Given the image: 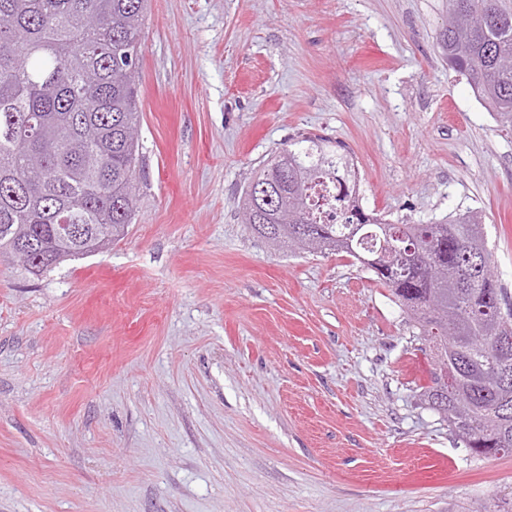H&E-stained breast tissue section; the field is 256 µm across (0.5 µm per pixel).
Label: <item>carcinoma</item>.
<instances>
[{"label":"carcinoma","instance_id":"1","mask_svg":"<svg viewBox=\"0 0 512 512\" xmlns=\"http://www.w3.org/2000/svg\"><path fill=\"white\" fill-rule=\"evenodd\" d=\"M147 0H0V254L20 243L39 276L56 263L121 241L141 171L137 105ZM440 47L476 98L512 125V11L501 0H448ZM264 172L274 202L258 237L290 252L376 259L390 288L434 348L423 400L476 456L512 454V304L491 273L482 212L434 224H395L359 203L356 172L336 145L304 137ZM79 224V236L59 233ZM416 258L394 274L390 246Z\"/></svg>","mask_w":512,"mask_h":512}]
</instances>
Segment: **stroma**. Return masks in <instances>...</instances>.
Here are the masks:
<instances>
[{
  "mask_svg": "<svg viewBox=\"0 0 512 512\" xmlns=\"http://www.w3.org/2000/svg\"><path fill=\"white\" fill-rule=\"evenodd\" d=\"M448 0H149L125 238L0 261V512H512V455L422 403L432 353L346 254L269 249L249 174L322 136L361 204L482 210L512 295V129L448 65Z\"/></svg>",
  "mask_w": 512,
  "mask_h": 512,
  "instance_id": "35a3bbf8",
  "label": "stroma"
}]
</instances>
